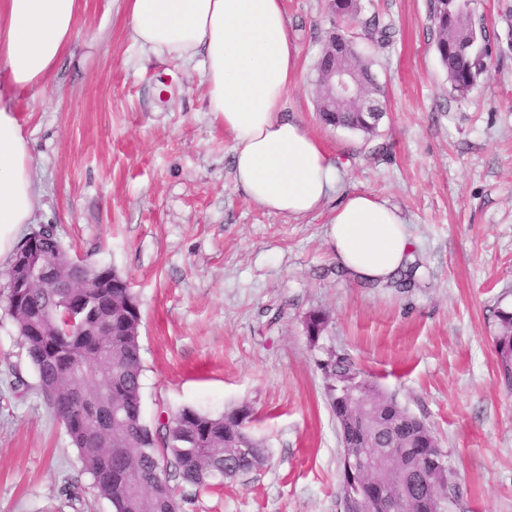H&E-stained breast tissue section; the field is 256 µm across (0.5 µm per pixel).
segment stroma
Here are the masks:
<instances>
[{"instance_id":"obj_1","label":"stroma","mask_w":512,"mask_h":512,"mask_svg":"<svg viewBox=\"0 0 512 512\" xmlns=\"http://www.w3.org/2000/svg\"><path fill=\"white\" fill-rule=\"evenodd\" d=\"M390 24L374 53L385 116L375 134L316 111L327 0H283L299 47L285 114L335 161L336 194L302 218L236 186L231 139L206 109L201 69L143 52L121 0H80L78 35L44 85L0 104L18 113L39 198L29 236L54 225L85 263L126 277L142 313L143 419L245 405L267 460L196 490L183 512H343V449L323 365L349 358L426 423L448 452L452 512H512V387L496 312L512 307V0H477L492 51L464 99L433 47L427 0H362ZM368 193L415 239L407 278L357 283L327 221ZM326 327L310 341L306 321ZM0 299V512H114L82 474ZM74 484L75 497L61 490Z\"/></svg>"}]
</instances>
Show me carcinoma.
<instances>
[{"instance_id": "cac0c4a2", "label": "carcinoma", "mask_w": 512, "mask_h": 512, "mask_svg": "<svg viewBox=\"0 0 512 512\" xmlns=\"http://www.w3.org/2000/svg\"><path fill=\"white\" fill-rule=\"evenodd\" d=\"M473 0H429L434 49L447 73L450 92L466 97L487 71L491 51L481 43L482 30L475 20ZM334 15L317 62L319 92L316 107L322 121L333 127H346L364 136H372L379 119L329 99L327 73L333 66L350 67L365 92L374 100L384 96V89L371 71L369 47H382L390 41L391 28L376 16L362 22L359 0H333ZM466 41L469 51H458L454 44ZM67 253L55 228L49 227L40 243V258L53 263ZM5 297L21 295L20 302L9 308L26 356L34 368L45 403L55 412L73 445L81 453L82 471L89 475L98 494L111 502L115 512H181L182 504L169 485L166 473L174 470L182 480L197 490L210 485L219 473L231 479L264 464L265 448L257 440L249 454L236 448V434L229 421L243 405L211 416L185 408L152 430L142 419L141 382L143 360L138 324L141 319L137 298L129 288L112 287L101 267L88 266L76 288H55L48 283H34L16 293L3 289ZM84 299L113 300L112 309L83 311L84 322L98 328L90 336L70 332L69 316ZM46 313L40 332L28 333L22 324L31 320L33 311ZM497 334L494 348L504 380L512 375V309L496 312ZM330 378L328 395L340 427L343 445V491L361 487L357 497L368 498L370 487L389 489L410 486L404 462L391 447L386 426L377 413L397 401L369 379L348 359L336 356L325 364ZM357 380L361 397L374 408L363 415L346 406H337L341 387ZM84 403L59 407L75 393ZM362 453L366 465L363 474L350 470L349 460ZM139 479L137 498L129 495L128 480Z\"/></svg>"}]
</instances>
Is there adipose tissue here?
Wrapping results in <instances>:
<instances>
[{
    "label": "adipose tissue",
    "mask_w": 512,
    "mask_h": 512,
    "mask_svg": "<svg viewBox=\"0 0 512 512\" xmlns=\"http://www.w3.org/2000/svg\"><path fill=\"white\" fill-rule=\"evenodd\" d=\"M139 46L170 60L199 61L208 112L232 139L234 178L268 211L301 218L339 180L317 140L284 113L298 47L282 0H123ZM79 0H0V86L43 85L76 35ZM33 159L22 124L0 107V259L15 248L36 204ZM328 243L360 282H388L411 261L401 212L367 193L349 194L329 220Z\"/></svg>",
    "instance_id": "adipose-tissue-1"
}]
</instances>
